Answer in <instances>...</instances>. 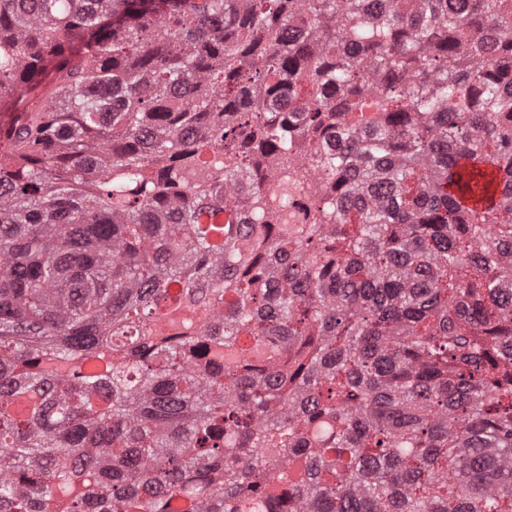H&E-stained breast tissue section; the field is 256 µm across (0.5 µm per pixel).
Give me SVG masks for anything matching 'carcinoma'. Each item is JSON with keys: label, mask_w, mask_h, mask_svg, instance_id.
<instances>
[{"label": "carcinoma", "mask_w": 512, "mask_h": 512, "mask_svg": "<svg viewBox=\"0 0 512 512\" xmlns=\"http://www.w3.org/2000/svg\"><path fill=\"white\" fill-rule=\"evenodd\" d=\"M2 109L0 512H512V0H0Z\"/></svg>", "instance_id": "obj_1"}]
</instances>
